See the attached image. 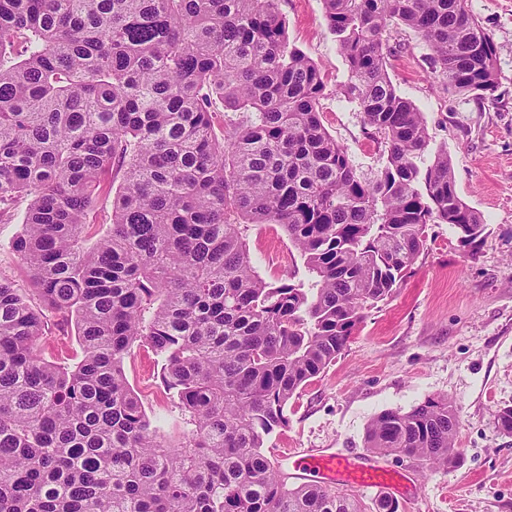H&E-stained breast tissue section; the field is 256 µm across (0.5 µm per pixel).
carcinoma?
Wrapping results in <instances>:
<instances>
[{"instance_id": "obj_1", "label": "carcinoma", "mask_w": 512, "mask_h": 512, "mask_svg": "<svg viewBox=\"0 0 512 512\" xmlns=\"http://www.w3.org/2000/svg\"><path fill=\"white\" fill-rule=\"evenodd\" d=\"M322 2L348 67L336 96L384 144L368 178L325 128L322 71L289 45L279 0H0V223L27 199L14 250L39 300L0 275V512H399L288 487L265 442L394 294L428 225L472 250L486 237L392 82L393 31L417 32L441 86L478 103L498 48L469 0ZM109 174L110 229L88 247ZM251 224L279 225L309 278L261 277ZM47 311L75 323L73 366L42 355ZM136 342L187 417L181 444L127 383ZM494 421L512 435V406ZM459 425L430 396L373 417L365 447L448 468Z\"/></svg>"}]
</instances>
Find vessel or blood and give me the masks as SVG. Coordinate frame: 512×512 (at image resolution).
I'll use <instances>...</instances> for the list:
<instances>
[{"label":"vessel or blood","mask_w":512,"mask_h":512,"mask_svg":"<svg viewBox=\"0 0 512 512\" xmlns=\"http://www.w3.org/2000/svg\"><path fill=\"white\" fill-rule=\"evenodd\" d=\"M292 476L330 488L339 485H385L401 490L402 480L393 471L367 457L341 454L328 449L293 448L286 455Z\"/></svg>","instance_id":"b4317fda"}]
</instances>
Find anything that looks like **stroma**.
Here are the masks:
<instances>
[{
	"mask_svg": "<svg viewBox=\"0 0 512 512\" xmlns=\"http://www.w3.org/2000/svg\"><path fill=\"white\" fill-rule=\"evenodd\" d=\"M473 14L499 48L494 100L476 101L439 88L427 45L410 29L388 41L389 74L398 92L423 112L432 148L447 150L461 198L481 213L487 236L476 254L458 243L450 225L428 227L427 247L393 296L371 308L349 348L288 408L286 428L264 451L330 448L364 453L369 421L385 410L407 412L427 397L445 395L460 415L461 463L428 469L386 456L382 465L406 477L400 512H512V435L494 423L512 406V0H470ZM288 40L317 63L326 83L322 119L348 147L360 171L373 175L384 147L365 126L356 104L336 88L347 66L329 31L322 0H280ZM252 263L265 278L306 279L298 255L275 269L289 248L276 224L250 227ZM130 386L168 439L188 431L176 399L161 381V361L134 347L126 360Z\"/></svg>",
	"mask_w": 512,
	"mask_h": 512,
	"instance_id": "1",
	"label": "stroma"
}]
</instances>
